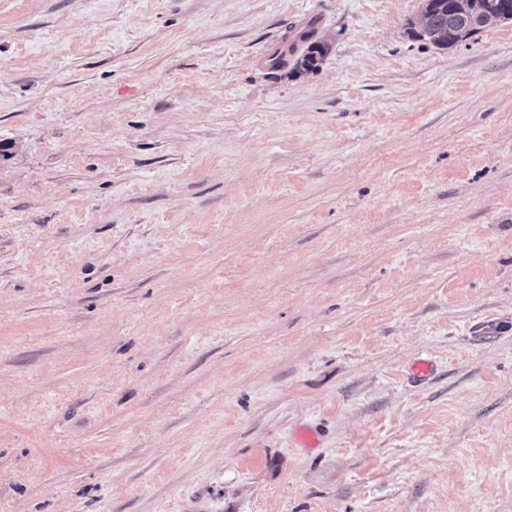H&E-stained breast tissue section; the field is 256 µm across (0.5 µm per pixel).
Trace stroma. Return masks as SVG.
<instances>
[{
  "label": "stroma",
  "instance_id": "stroma-1",
  "mask_svg": "<svg viewBox=\"0 0 512 512\" xmlns=\"http://www.w3.org/2000/svg\"><path fill=\"white\" fill-rule=\"evenodd\" d=\"M422 7L0 0V512H512V21ZM507 6L512 0H424L421 29L411 33L450 48L493 23L489 14ZM314 37L313 32L302 30L295 36L294 41L288 46H284L281 57L278 60H271L268 62L271 69H282L288 67L291 61L296 60V66L311 69L316 67L317 61L322 58L327 50L324 44L316 41H311ZM306 45L298 58H295L299 51V47Z\"/></svg>",
  "mask_w": 512,
  "mask_h": 512
}]
</instances>
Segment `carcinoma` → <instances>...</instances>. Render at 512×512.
Returning a JSON list of instances; mask_svg holds the SVG:
<instances>
[{"mask_svg": "<svg viewBox=\"0 0 512 512\" xmlns=\"http://www.w3.org/2000/svg\"><path fill=\"white\" fill-rule=\"evenodd\" d=\"M507 6L512 8V0H424L421 29H413L411 33L450 48L491 24L490 14ZM313 37L306 30L298 32L294 41L284 46L281 57L269 62V68H286L293 60L301 68L316 67L327 47Z\"/></svg>", "mask_w": 512, "mask_h": 512, "instance_id": "carcinoma-1", "label": "carcinoma"}]
</instances>
